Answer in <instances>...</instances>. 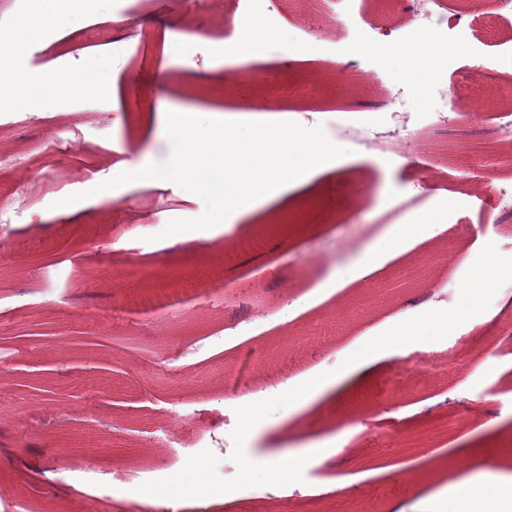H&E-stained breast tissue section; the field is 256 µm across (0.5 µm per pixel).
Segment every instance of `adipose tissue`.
<instances>
[{
    "label": "adipose tissue",
    "instance_id": "obj_1",
    "mask_svg": "<svg viewBox=\"0 0 512 512\" xmlns=\"http://www.w3.org/2000/svg\"><path fill=\"white\" fill-rule=\"evenodd\" d=\"M99 7L100 0H42L37 13L19 19L11 32L0 34V54H21L42 29L76 22L79 15ZM279 37L278 29L245 16L238 23L236 47L247 55L260 56ZM351 41L354 53L377 56L383 66L421 90L443 76V61L454 52L446 37L438 34L420 35L413 52L394 37L372 39L361 29L353 31ZM0 82L12 84L20 101L29 103L51 91L78 95L95 86L111 88L112 73L106 59L94 58L77 76L50 70L35 79L0 67ZM155 123L162 134L156 137L147 159L135 168L116 162L117 173L154 184L185 177L203 183L215 201L209 224L222 235L231 233L236 225L255 223L259 211L274 196L310 193L311 180L336 167L335 143L309 139L301 128L268 114L230 120L217 127L214 136L222 142V155L216 161L200 157L194 149L198 136L194 109L158 115ZM273 185L278 188L274 194L269 191ZM506 487H512L511 471L484 479L462 475L448 489H436L430 498L435 501L448 493L455 498L458 512H495V494Z\"/></svg>",
    "mask_w": 512,
    "mask_h": 512
}]
</instances>
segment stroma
Returning a JSON list of instances; mask_svg holds the SVG:
<instances>
[{"mask_svg":"<svg viewBox=\"0 0 512 512\" xmlns=\"http://www.w3.org/2000/svg\"><path fill=\"white\" fill-rule=\"evenodd\" d=\"M441 5L466 15L460 29L447 33L459 51L444 62L446 82L461 79L478 55L512 62V11L479 0ZM334 10L350 30L381 14L404 16L405 0H334ZM243 14L237 0H200L195 7L189 0H150L145 9L135 0H105L76 29L55 27L54 47L38 39L7 59L31 75L48 68L71 73L102 52L116 93L52 95L22 110L9 91L0 92V155L8 157L0 163V296L12 303L0 314V512L19 503L28 512H157L123 489L105 497L82 482L89 464L120 478L169 472L173 483L164 494L175 501L174 512H241L240 499L205 491L232 478L233 461L196 476L197 491L183 490L182 450L194 447L203 428L185 425L183 448L168 447L166 431L180 414L205 423L229 419L227 434L242 436L239 458L275 450L295 457L293 474L317 468V479L286 498L275 471L246 470L248 480L272 494L263 512H320L339 492L337 476L374 462L394 469L345 488L344 496L375 485L387 494L374 512H451L452 500L422 499L441 473L431 445L441 444L442 455L463 466L512 459V343L481 347L484 337L499 333V299L512 289V277L485 288L479 326L410 337L399 354L375 345L394 330L398 313L433 295L423 285L394 289V272L460 291L476 269L462 255L488 253L490 236L449 240L445 222L475 215L472 183L449 156L453 179L439 184L436 195L451 210L430 206L417 226L422 243L396 257L386 252L401 223L386 221L384 213L417 191V176L403 158L356 145L354 129L386 120L389 108L342 70L357 61L361 71L402 91L414 120L425 125L443 107L439 85L418 92L376 58H352L347 38L310 35V11L298 0L270 18L285 39L264 59L225 54ZM186 27L199 40L176 42ZM289 81L301 93L283 104V119L292 123L314 111L309 134L332 140L347 157L314 180L312 197L295 199L301 223L270 225L256 247L238 249L234 243L250 238V225L211 239L214 203L199 185L117 178L113 162L138 166L156 137L155 129L137 128L136 117L196 106L207 128L215 121L210 107L245 116L255 100ZM76 114L86 118L77 134L68 123ZM63 199L76 213H57ZM189 225L202 238L199 248L179 240ZM354 233L363 239L351 251L344 241ZM122 237L144 256L130 258L118 244ZM366 259L372 267L364 271ZM297 300L304 307L298 314ZM205 336L221 342L195 359L181 358L185 344ZM448 353L455 356L453 373L420 372V364ZM367 357L375 361L372 372L350 377ZM228 370L233 379L225 378ZM337 374L344 380L335 393L290 417L278 388ZM251 394L265 397L263 414L255 430L240 433L235 426L246 420L243 399ZM451 394L485 403V412L469 421L485 423L483 433L470 437L450 427L444 401ZM325 438L332 444L324 452L310 449Z\"/></svg>","mask_w":512,"mask_h":512,"instance_id":"1","label":"stroma"}]
</instances>
